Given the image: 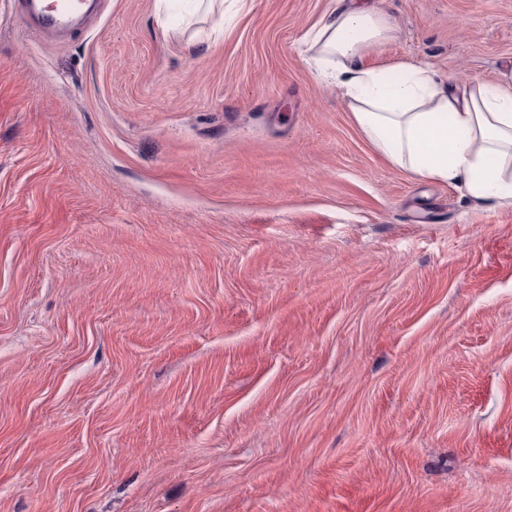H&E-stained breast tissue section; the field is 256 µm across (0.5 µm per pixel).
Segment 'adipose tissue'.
I'll use <instances>...</instances> for the list:
<instances>
[{
    "mask_svg": "<svg viewBox=\"0 0 512 512\" xmlns=\"http://www.w3.org/2000/svg\"><path fill=\"white\" fill-rule=\"evenodd\" d=\"M353 119L390 164L422 179L464 184L483 203L512 202V70L452 84L430 68L369 67L393 38L369 0H335L305 35Z\"/></svg>",
    "mask_w": 512,
    "mask_h": 512,
    "instance_id": "obj_1",
    "label": "adipose tissue"
}]
</instances>
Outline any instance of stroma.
Returning <instances> with one entry per match:
<instances>
[{
  "label": "stroma",
  "instance_id": "stroma-1",
  "mask_svg": "<svg viewBox=\"0 0 512 512\" xmlns=\"http://www.w3.org/2000/svg\"><path fill=\"white\" fill-rule=\"evenodd\" d=\"M369 66L512 69V0H375ZM332 0H0V512H512V204L392 167ZM18 3L26 24L39 34L71 31L79 15L75 10L77 5L66 1L54 3L51 11L46 10L39 0H22Z\"/></svg>",
  "mask_w": 512,
  "mask_h": 512
}]
</instances>
